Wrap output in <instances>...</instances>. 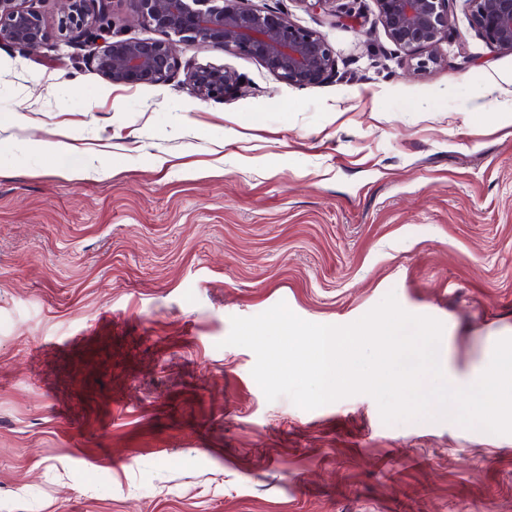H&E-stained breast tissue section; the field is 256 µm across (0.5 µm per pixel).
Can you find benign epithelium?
<instances>
[{"mask_svg":"<svg viewBox=\"0 0 512 512\" xmlns=\"http://www.w3.org/2000/svg\"><path fill=\"white\" fill-rule=\"evenodd\" d=\"M57 2L60 17L53 29L41 15L22 8L19 0H0V42L34 48L79 30L92 41L103 40L97 68L115 84L165 82L179 68V54L197 47L256 56L281 79L301 87L321 84L335 73V58L322 35L264 13L252 0H129L130 22L160 34L148 41H110L108 23L87 10V0ZM375 2L377 22L393 42L407 50L427 51L431 62L441 58L448 42V0ZM470 3L483 36L512 50V0ZM189 81L201 100L223 99L241 90L239 77L223 68L194 69Z\"/></svg>","mask_w":512,"mask_h":512,"instance_id":"1","label":"benign epithelium"}]
</instances>
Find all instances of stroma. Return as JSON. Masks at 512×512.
<instances>
[{
	"label": "stroma",
	"instance_id": "stroma-1",
	"mask_svg": "<svg viewBox=\"0 0 512 512\" xmlns=\"http://www.w3.org/2000/svg\"><path fill=\"white\" fill-rule=\"evenodd\" d=\"M253 4L335 77L194 48L120 85L82 33L0 43V512H512V435L270 402L224 343L281 301L347 325L391 292L460 375L512 337V50L469 0L435 64L375 0ZM196 67L243 93L200 100Z\"/></svg>",
	"mask_w": 512,
	"mask_h": 512
}]
</instances>
